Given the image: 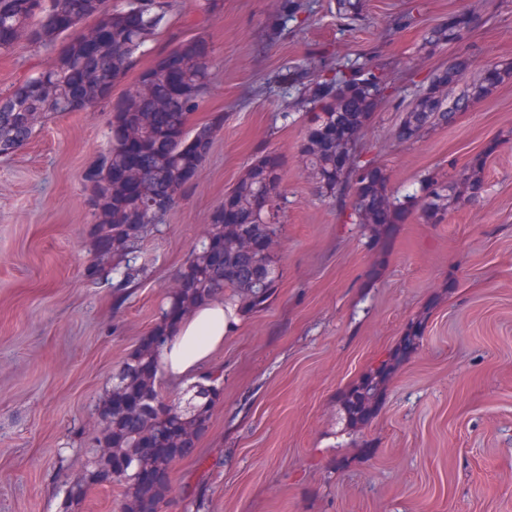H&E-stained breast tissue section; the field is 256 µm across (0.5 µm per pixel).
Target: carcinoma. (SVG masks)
I'll use <instances>...</instances> for the list:
<instances>
[{"instance_id":"carcinoma-1","label":"carcinoma","mask_w":512,"mask_h":512,"mask_svg":"<svg viewBox=\"0 0 512 512\" xmlns=\"http://www.w3.org/2000/svg\"><path fill=\"white\" fill-rule=\"evenodd\" d=\"M349 20L362 13L364 0H335ZM177 0H0V52L24 42L32 47L61 43L52 62L37 76L0 94V156L28 144L37 127L56 114L110 107L108 145L84 174L93 222L87 237L98 264L92 277L112 270L121 293L139 282L138 265L146 238L197 187L201 168L224 127V114L202 124L191 115L204 101L210 82L212 46L203 35L186 36L172 24ZM310 12L308 0H280L269 28L273 40ZM92 20L93 27L82 28ZM476 19L459 14L428 29L420 51L434 55L466 43ZM166 35L153 64L115 97L114 88L137 66L139 56ZM472 65L460 54L437 68L401 113L395 129L399 144H413L426 132L456 125L460 113L512 80V63L492 64L481 80L456 98L449 91ZM278 81L292 95L294 109L306 113L298 157L316 192L336 204L347 224L390 231L417 213L425 224H442L448 214L481 197L483 171L498 148L491 141L449 176H420L417 188L401 195L388 187L385 169L368 153L362 131L377 108L391 100L395 79L372 58L358 54L331 65L313 60L291 66ZM283 161L269 149L258 153L224 204L208 219L206 237L189 254L167 296L159 321L116 373L112 393L98 407L104 426L98 439L112 453L92 455L86 477L67 490L84 499L89 487L118 482L126 487L123 512H159L169 490V471L189 455L206 431L220 392L208 374L193 385L200 397L181 408L163 396L157 351L196 306L221 294L248 311L273 295L280 270L275 246L284 201ZM425 327L409 324L399 345L370 368L344 395L349 423L359 427L376 410L382 388L396 365L417 349Z\"/></svg>"}]
</instances>
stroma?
<instances>
[{"instance_id":"stroma-1","label":"stroma","mask_w":512,"mask_h":512,"mask_svg":"<svg viewBox=\"0 0 512 512\" xmlns=\"http://www.w3.org/2000/svg\"><path fill=\"white\" fill-rule=\"evenodd\" d=\"M309 2V20L272 42L278 0H223L209 13L180 0L176 26L213 47L192 121L220 112L224 128L195 192L148 238L147 274L124 299L86 275L83 173L107 145L109 110L57 115L0 157V512H121L117 485L66 503L97 450V407L157 322L211 212L264 148L283 159L280 278L209 362L222 395L193 453L173 466L163 512H512V82L451 129L411 145L393 138L402 104L454 56H471L468 84L487 62L512 61V0H366L354 22L328 0ZM410 10L416 25L395 29ZM463 12L485 18L468 43L420 53L426 28ZM359 53L404 75L364 131L391 188L448 174L500 142L479 201L442 224L409 216L383 252L315 192L297 154L302 118L271 81L313 57ZM51 58L23 43L0 52V93ZM420 318L419 347L369 422L347 429L342 393Z\"/></svg>"}]
</instances>
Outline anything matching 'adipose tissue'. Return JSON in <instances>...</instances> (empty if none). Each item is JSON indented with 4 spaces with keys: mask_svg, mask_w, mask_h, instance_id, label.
<instances>
[{
    "mask_svg": "<svg viewBox=\"0 0 512 512\" xmlns=\"http://www.w3.org/2000/svg\"><path fill=\"white\" fill-rule=\"evenodd\" d=\"M240 321V310L225 306L220 296L189 313L158 355L167 379L176 385L191 383Z\"/></svg>",
    "mask_w": 512,
    "mask_h": 512,
    "instance_id": "1",
    "label": "adipose tissue"
}]
</instances>
